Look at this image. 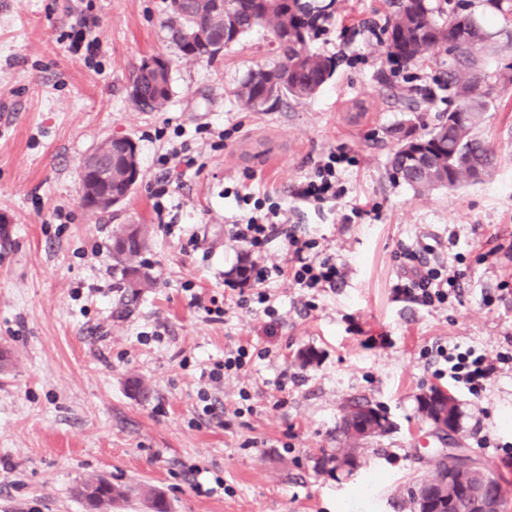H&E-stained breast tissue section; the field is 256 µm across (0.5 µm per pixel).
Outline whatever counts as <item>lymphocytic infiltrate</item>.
<instances>
[{
	"label": "lymphocytic infiltrate",
	"instance_id": "lymphocytic-infiltrate-1",
	"mask_svg": "<svg viewBox=\"0 0 512 512\" xmlns=\"http://www.w3.org/2000/svg\"><path fill=\"white\" fill-rule=\"evenodd\" d=\"M347 159L345 152H329L326 159L316 165L302 191L303 196L317 203L341 198L343 189L338 184L337 166ZM287 222L281 205L273 202L264 216L250 217L247 223L233 224L228 229L230 240L242 247L251 262L235 277L229 278L227 285L237 291L238 305H262L264 314L272 319L277 313L266 289L272 276L285 274L295 286L318 290L335 287L344 275L342 265L325 253L318 239L297 234ZM276 236L285 240L287 265L283 268L270 267L264 262L267 246ZM432 250V245L424 244L416 249L402 248L398 255L401 276L395 292L424 308H435L447 304L449 298L458 297L459 281L463 276L462 271L432 261ZM436 356L446 363L451 380L466 385L475 394L486 390L495 371L493 361L473 349L462 351L441 346L437 348ZM250 360L249 346L240 344L225 351L223 360L214 364L208 372L206 388L198 392L204 415L213 417L217 414L211 388L221 385L224 379L239 375Z\"/></svg>",
	"mask_w": 512,
	"mask_h": 512
}]
</instances>
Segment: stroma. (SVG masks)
Here are the masks:
<instances>
[{"label": "stroma", "instance_id": "stroma-1", "mask_svg": "<svg viewBox=\"0 0 512 512\" xmlns=\"http://www.w3.org/2000/svg\"><path fill=\"white\" fill-rule=\"evenodd\" d=\"M495 35L485 65L488 109L480 129L496 149L483 181L419 196L392 179L400 133L430 129L454 96L441 82L446 51L396 67L383 31L392 0H336L313 42L334 64L311 99L281 98L253 112L235 91L256 64H275L257 27L213 61H189L162 26L170 0H0V512H86L78 486L92 477L165 491L171 512H410L407 491L430 475L440 446L418 411L424 389L448 390L462 410L461 447L499 476L512 512V359L486 391L437 376V346L512 356V11L465 0ZM82 10L101 45L72 52ZM171 63L164 110L138 111L128 88L143 58ZM135 141L140 176L119 206L80 203L79 165L106 138ZM197 159L157 191L163 158ZM344 149V195L308 203L299 191L327 152ZM270 193L299 233L320 239L345 270L316 292L273 277L277 322L224 297L241 256L225 227L243 224L245 192ZM163 215H156V205ZM361 217H354V209ZM69 216L56 220V211ZM151 227L142 259L157 279L128 310L117 306L112 231ZM424 241L462 270L461 297L437 309L397 298L401 246ZM225 299L222 315L203 302ZM268 349L214 393L225 411L252 395L230 427L203 415L202 375L235 343ZM318 352L301 366L300 351ZM138 378L148 401L127 387ZM356 398L394 426L358 445L362 466L332 477L317 465L337 448ZM223 491L198 495L194 482Z\"/></svg>", "mask_w": 512, "mask_h": 512}]
</instances>
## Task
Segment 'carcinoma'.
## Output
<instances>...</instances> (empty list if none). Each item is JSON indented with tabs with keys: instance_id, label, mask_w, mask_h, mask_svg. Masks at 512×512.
Here are the masks:
<instances>
[{
	"instance_id": "1",
	"label": "carcinoma",
	"mask_w": 512,
	"mask_h": 512,
	"mask_svg": "<svg viewBox=\"0 0 512 512\" xmlns=\"http://www.w3.org/2000/svg\"><path fill=\"white\" fill-rule=\"evenodd\" d=\"M335 0L323 4L317 0H181L178 9H170L164 22L168 39L187 59L214 60L220 51L210 52L206 45L226 48L238 42L256 27L270 30L279 62L273 67L258 65L250 69L236 91L238 100L248 109L258 110L283 96L305 100L315 96L332 76L334 65L312 48L315 37L325 32L334 15ZM396 10L384 29L386 57L405 64L413 63L444 46L451 56L446 73L447 87L453 90L454 110L469 113L464 125L450 122L449 111L438 114L434 126L413 138L402 137L389 159V171L422 195L446 186L456 189L472 183L476 171L489 176L494 164V150L479 137L487 103L480 93L488 75L482 56L493 50L489 32L473 13L454 8L448 17H439L431 0H395ZM171 68L163 76L139 65L132 77L130 100L140 112L159 111L171 95ZM147 224H125L112 234L113 269L120 272L126 300L132 302L146 289L156 286V279L137 261L148 247ZM426 418L451 412L454 427H459L458 403L418 401ZM374 406L367 400L353 401L341 419L340 435L349 447L322 454L320 464L340 461L341 473L350 475L359 462L351 454L356 445L354 422L367 416ZM137 492L134 486H117L102 478H92L78 488L87 512H112V508ZM152 512H168L162 491L144 492ZM420 512H471L470 501L460 497L451 505L427 507Z\"/></svg>"
}]
</instances>
